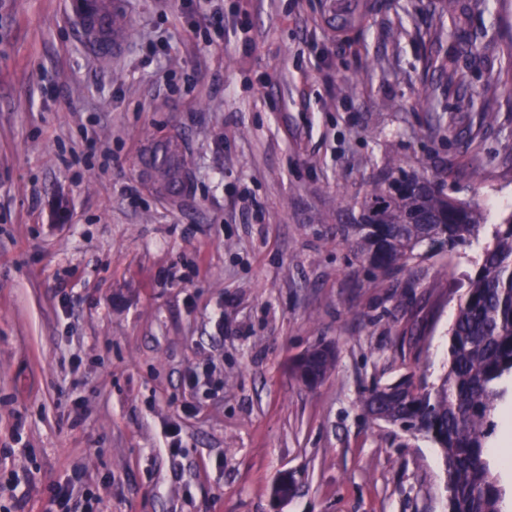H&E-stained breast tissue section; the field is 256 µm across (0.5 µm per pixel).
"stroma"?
<instances>
[{"label": "stroma", "mask_w": 512, "mask_h": 512, "mask_svg": "<svg viewBox=\"0 0 512 512\" xmlns=\"http://www.w3.org/2000/svg\"><path fill=\"white\" fill-rule=\"evenodd\" d=\"M79 5L0 0V512L60 487L86 512H445L439 449L359 400L442 375L491 233L436 288L440 259L375 275L338 228L394 165L512 206V0L462 5L458 46L440 0H112L106 60ZM170 137L175 198L139 164ZM83 32L86 44L97 50L104 59L109 58L112 49L110 48L108 33L100 28H96L94 21L90 17L84 18Z\"/></svg>", "instance_id": "35a3bbf8"}]
</instances>
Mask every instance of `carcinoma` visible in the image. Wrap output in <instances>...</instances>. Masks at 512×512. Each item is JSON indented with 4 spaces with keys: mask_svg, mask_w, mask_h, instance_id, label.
<instances>
[{
    "mask_svg": "<svg viewBox=\"0 0 512 512\" xmlns=\"http://www.w3.org/2000/svg\"><path fill=\"white\" fill-rule=\"evenodd\" d=\"M84 39L103 58L111 54L108 33L84 19ZM147 174L161 192L179 194L190 180L177 139L148 151ZM348 209L362 224L339 228L360 262L380 274L410 267L427 257L450 260L480 234L479 204L455 199L436 179L392 167L366 184ZM448 366L429 384L409 372L393 384L376 385L361 397L364 411L385 423L431 440L440 449L448 512H507L488 463L493 415L512 376V212L493 227L469 288L448 331ZM313 362L310 372L326 378L336 353Z\"/></svg>",
    "mask_w": 512,
    "mask_h": 512,
    "instance_id": "1",
    "label": "carcinoma"
}]
</instances>
